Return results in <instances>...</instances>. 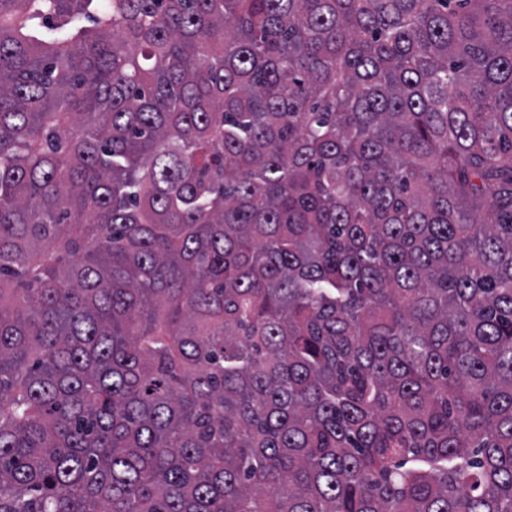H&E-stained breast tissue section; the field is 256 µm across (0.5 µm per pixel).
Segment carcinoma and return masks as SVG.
Returning a JSON list of instances; mask_svg holds the SVG:
<instances>
[{"mask_svg":"<svg viewBox=\"0 0 512 512\" xmlns=\"http://www.w3.org/2000/svg\"><path fill=\"white\" fill-rule=\"evenodd\" d=\"M0 512H512V0H0Z\"/></svg>","mask_w":512,"mask_h":512,"instance_id":"obj_1","label":"carcinoma"}]
</instances>
